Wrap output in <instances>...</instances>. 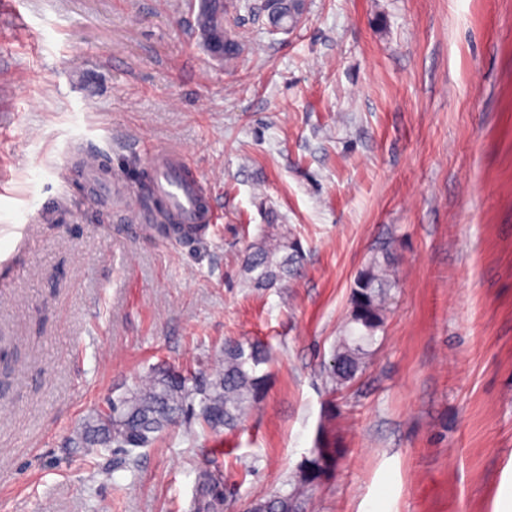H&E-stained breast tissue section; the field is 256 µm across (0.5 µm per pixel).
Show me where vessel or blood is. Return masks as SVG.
I'll return each mask as SVG.
<instances>
[{
    "label": "vessel or blood",
    "instance_id": "obj_1",
    "mask_svg": "<svg viewBox=\"0 0 512 512\" xmlns=\"http://www.w3.org/2000/svg\"><path fill=\"white\" fill-rule=\"evenodd\" d=\"M146 153L153 196L162 204L170 223L181 225L190 234L217 223L219 214L208 202L201 179L192 172L182 152L150 147Z\"/></svg>",
    "mask_w": 512,
    "mask_h": 512
}]
</instances>
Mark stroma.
Masks as SVG:
<instances>
[{"label": "stroma", "mask_w": 512, "mask_h": 512, "mask_svg": "<svg viewBox=\"0 0 512 512\" xmlns=\"http://www.w3.org/2000/svg\"><path fill=\"white\" fill-rule=\"evenodd\" d=\"M238 0L242 59L198 44L187 0H0V512H224L286 489L329 421L342 454L305 512H495L512 474V0H306L271 32ZM183 152L218 223L138 231L143 145ZM103 157L110 205L67 181ZM279 224L299 275L263 291L248 242ZM397 286L367 367L322 374L358 272ZM269 342L231 432L181 425L130 453L65 441L158 368L208 378ZM195 502L196 512L223 511L224 495L217 475L207 470L200 473Z\"/></svg>", "instance_id": "35a3bbf8"}]
</instances>
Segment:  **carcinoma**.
Wrapping results in <instances>:
<instances>
[{
	"instance_id": "carcinoma-1",
	"label": "carcinoma",
	"mask_w": 512,
	"mask_h": 512,
	"mask_svg": "<svg viewBox=\"0 0 512 512\" xmlns=\"http://www.w3.org/2000/svg\"><path fill=\"white\" fill-rule=\"evenodd\" d=\"M209 10L195 16L197 28L213 39L224 40V62L232 65L240 55V45L224 26L226 0H209ZM271 26L278 28L300 13L296 0H274L264 4ZM303 259L298 240L286 230L270 232L249 247L246 268L249 284L266 289L288 278ZM396 263L387 247L374 252L358 273L351 289L350 314L344 334L338 337L324 366L333 394L348 390L363 373L377 332L383 329L390 290L396 287L391 271ZM268 346L260 340H230L224 358L205 386L190 389L192 376L178 370L158 371L135 391L112 400L68 438L73 448H110L129 452L151 444L168 427L185 415L195 417L205 429H232L261 400L267 388ZM342 449L335 437L319 431L311 457L305 459L289 481L291 490L256 499L247 512H303L304 497L315 485L329 478ZM224 495L220 478L207 470L199 475L195 512H222Z\"/></svg>"
}]
</instances>
